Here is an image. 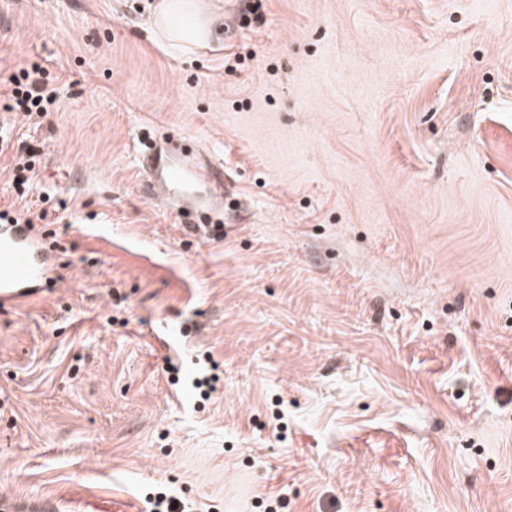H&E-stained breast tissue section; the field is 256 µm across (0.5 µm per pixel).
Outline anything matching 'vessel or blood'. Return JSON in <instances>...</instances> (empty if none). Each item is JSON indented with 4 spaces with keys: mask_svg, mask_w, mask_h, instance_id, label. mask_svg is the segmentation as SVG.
I'll list each match as a JSON object with an SVG mask.
<instances>
[{
    "mask_svg": "<svg viewBox=\"0 0 512 512\" xmlns=\"http://www.w3.org/2000/svg\"><path fill=\"white\" fill-rule=\"evenodd\" d=\"M144 168L164 191L166 200L202 210L224 195V171L207 156L181 160L154 150L141 157ZM56 257L43 235L28 224H0V306H23L54 280Z\"/></svg>",
    "mask_w": 512,
    "mask_h": 512,
    "instance_id": "b4317fda",
    "label": "vessel or blood"
}]
</instances>
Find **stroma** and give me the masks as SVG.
<instances>
[{"label":"stroma","mask_w":512,"mask_h":512,"mask_svg":"<svg viewBox=\"0 0 512 512\" xmlns=\"http://www.w3.org/2000/svg\"><path fill=\"white\" fill-rule=\"evenodd\" d=\"M159 2L0 0V72L59 89L0 87V211L61 247L0 307L9 512H512V0H197L183 53ZM153 144L224 168L195 238ZM163 1L159 4L160 10L156 18L155 30L165 41L169 42V47L180 52L209 36L212 22L206 17H198L189 29L176 27L172 23V18L177 14L194 10V2L189 0ZM0 80L11 86L8 98L11 103L6 104L9 111L24 112V115L31 117L55 110L56 88L49 86L46 70L38 63H34L31 70L22 68L6 77L1 72Z\"/></svg>","instance_id":"35a3bbf8"}]
</instances>
